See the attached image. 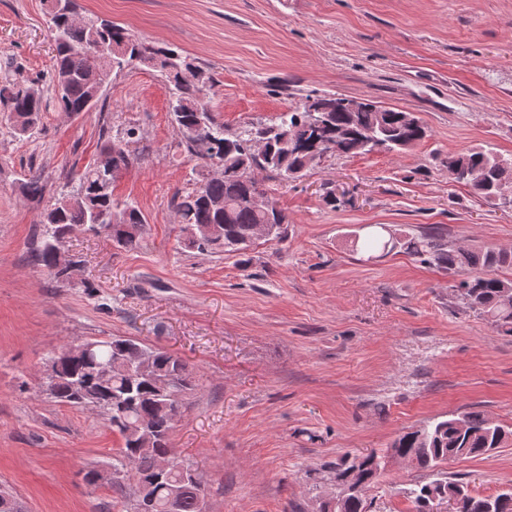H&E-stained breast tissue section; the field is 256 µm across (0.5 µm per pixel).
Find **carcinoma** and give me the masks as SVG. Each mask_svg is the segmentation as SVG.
<instances>
[{
    "instance_id": "carcinoma-1",
    "label": "carcinoma",
    "mask_w": 512,
    "mask_h": 512,
    "mask_svg": "<svg viewBox=\"0 0 512 512\" xmlns=\"http://www.w3.org/2000/svg\"><path fill=\"white\" fill-rule=\"evenodd\" d=\"M49 28L55 52L51 82L61 111L68 114L89 112L102 100L101 87L114 71L129 66H146L160 73L170 84L169 109L172 122L182 139L178 146L200 161L196 171L199 186L174 197L184 246L200 253L210 252L243 257L255 241L260 225L268 229L266 240H279L288 223L285 213L274 207L256 210L250 198L259 191L258 181L249 177L256 170L282 179L295 178L315 164L314 145L333 144L336 156L369 154L361 148L373 141L378 150L400 153L427 136L426 128L413 112L366 103L361 112H326L323 125L311 128L307 113L296 106L282 112L271 123H247L229 133L224 122L204 102L215 86L211 72L194 66L186 56L169 63L177 50L142 40L126 28L99 16L89 22L70 20L58 0H49ZM112 53V66L104 70L99 52ZM194 66V81L183 71ZM3 90V111L9 118L23 119L13 126L19 135L30 134L41 119L46 105L41 94L16 78ZM103 151L112 152V174L128 167L131 158L119 140H110ZM448 179L492 201L502 198L501 189L512 188V160L484 147L448 156ZM105 179L97 167L89 166L68 175L56 202L41 214L42 240L33 259L58 280L68 274L56 268V250L77 227H91L117 212L123 222L112 225L107 236L121 249L137 246L146 218L131 202H117L112 190L103 189ZM19 189L30 199L43 197L41 176L32 174L19 182ZM215 227L211 237L202 229ZM200 234L194 240L191 233ZM383 224L373 225L363 240L364 249L382 255L395 248L421 263L455 277H468L455 285L463 308L487 319L498 334L512 336V280L498 277L496 271L512 268V250L495 248L465 249L448 244L436 230L420 234L397 233ZM95 355H72L64 347L48 359L57 360L54 375L45 380L46 391L58 403L96 409L105 416L122 446L112 458V473L119 478L111 487L132 491L134 512H166L162 507L168 489L177 488L178 512H203L200 484L179 471L159 472L163 457L173 455L170 435L182 413L185 398L195 390L193 373L171 352L140 344L123 336L91 339ZM512 442V429L500 425L479 410L465 411L447 419L399 435L382 455L374 452L357 457L358 480L369 486L386 467L387 458L399 457L419 472L434 473L449 460L482 457ZM415 512H434L435 500L455 502L454 512H512V497L503 493L479 496L459 481L442 476L418 483L409 491ZM365 498L346 496L333 508L323 502L320 512H366Z\"/></svg>"
}]
</instances>
